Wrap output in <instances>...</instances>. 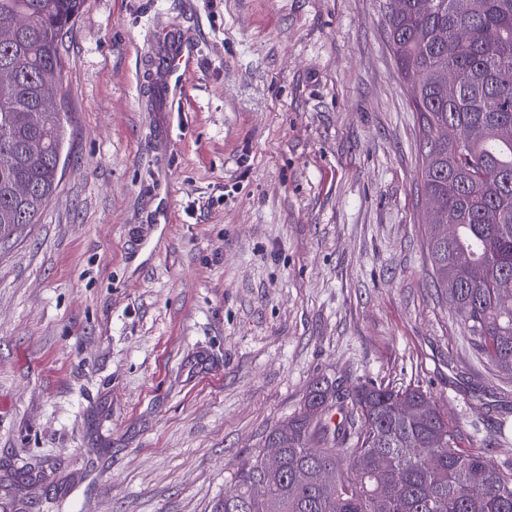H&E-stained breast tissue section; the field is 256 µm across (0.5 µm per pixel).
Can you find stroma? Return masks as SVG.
<instances>
[{
	"mask_svg": "<svg viewBox=\"0 0 512 512\" xmlns=\"http://www.w3.org/2000/svg\"><path fill=\"white\" fill-rule=\"evenodd\" d=\"M384 4L85 0L60 186L0 244V512H211L323 376L420 387L512 460V381L433 283Z\"/></svg>",
	"mask_w": 512,
	"mask_h": 512,
	"instance_id": "obj_1",
	"label": "stroma"
}]
</instances>
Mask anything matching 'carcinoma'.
<instances>
[{
	"mask_svg": "<svg viewBox=\"0 0 512 512\" xmlns=\"http://www.w3.org/2000/svg\"><path fill=\"white\" fill-rule=\"evenodd\" d=\"M85 0H0V243L38 223L57 192L70 117L42 108L59 91L62 37ZM396 65L411 80L423 134L428 260L472 347L512 379V0H391ZM16 184L31 195L19 200ZM414 408L399 411V404ZM342 419L331 424L330 413ZM278 448L281 467L266 468ZM336 471V481L320 474ZM213 512H512V465L457 448L456 430L418 387L316 378L301 409L244 459ZM483 493L470 496L468 486Z\"/></svg>",
	"mask_w": 512,
	"mask_h": 512,
	"instance_id": "cac0c4a2",
	"label": "carcinoma"
}]
</instances>
